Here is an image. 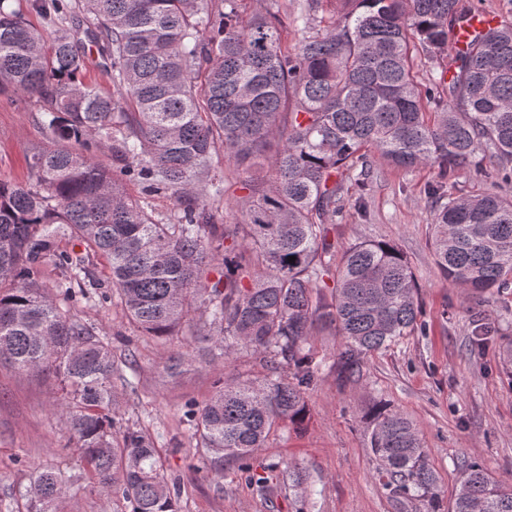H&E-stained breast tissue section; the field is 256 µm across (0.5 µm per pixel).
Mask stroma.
<instances>
[{
	"instance_id": "obj_1",
	"label": "stroma",
	"mask_w": 512,
	"mask_h": 512,
	"mask_svg": "<svg viewBox=\"0 0 512 512\" xmlns=\"http://www.w3.org/2000/svg\"><path fill=\"white\" fill-rule=\"evenodd\" d=\"M36 103L0 94V181L28 184L32 156L48 146ZM435 173L379 167L368 192V217L345 209L330 236L337 247L361 240L396 242L421 285L423 330L372 354L358 381L341 383L324 371L307 393L310 409L300 428L273 431L249 461L246 479L236 462L214 469L183 424L186 401L207 400L215 381L247 372L265 376L262 363L240 353L232 362L201 356L186 336L159 341L135 331L119 307L82 302L80 315L102 327L120 368L113 377L122 396L118 419L149 432L167 477L178 480L179 512H398L374 473L360 417L374 402L390 403L412 420L438 477L443 499L460 479L457 464H483L512 479V377L501 368L502 346L489 339L470 346V322L479 318L512 334V291L488 303L439 274L429 244L433 209L424 189ZM181 354L180 374L169 376L165 358ZM58 397L52 373H21L0 363V512H25L26 489L43 469L71 481L62 512H121L118 494L90 490L81 479L79 453L69 445L52 408ZM302 475L292 486L287 466ZM266 478L270 492L259 491Z\"/></svg>"
}]
</instances>
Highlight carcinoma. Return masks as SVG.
<instances>
[{
  "mask_svg": "<svg viewBox=\"0 0 512 512\" xmlns=\"http://www.w3.org/2000/svg\"><path fill=\"white\" fill-rule=\"evenodd\" d=\"M9 2L0 93L35 100L51 146L33 158V183L0 181V361L56 375L54 413L83 480L117 490L127 512H177L181 486L151 435L116 426L112 346L77 313L90 295L117 299L147 336H194L211 358L242 350L265 361L264 379H220L183 412L214 468L231 459L246 472L274 429L308 419L306 393L323 370L309 346L317 326L340 336V381L422 328L418 280L396 243L358 241L336 260L330 226L348 205L367 213L374 164L436 170L430 245L449 285L483 301L512 288V196L502 191L512 181V24L453 53L461 0H309V35L293 50L276 0L249 14L243 0L216 11L205 0H31L66 23L51 36ZM87 43L112 79L108 94L79 80ZM418 54L439 82L421 85ZM219 147L235 166L228 183L208 179ZM465 172L490 188L456 194ZM133 181L169 196L167 221L130 194ZM236 184L244 195L231 197ZM212 198L235 202L241 223H215ZM95 257L112 287L90 278ZM363 423L389 495L442 512L415 425L381 401ZM459 469L448 512H512L505 481L477 463ZM66 493L62 472L40 471L28 512H60Z\"/></svg>",
  "mask_w": 512,
  "mask_h": 512,
  "instance_id": "1",
  "label": "carcinoma"
}]
</instances>
